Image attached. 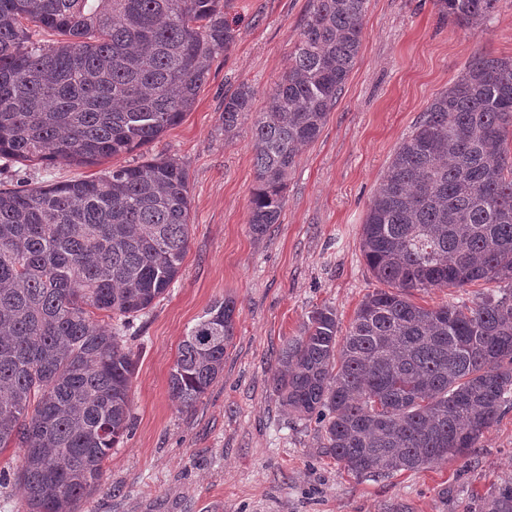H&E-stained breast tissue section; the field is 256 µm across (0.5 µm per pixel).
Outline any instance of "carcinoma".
I'll use <instances>...</instances> for the list:
<instances>
[{
  "mask_svg": "<svg viewBox=\"0 0 512 512\" xmlns=\"http://www.w3.org/2000/svg\"><path fill=\"white\" fill-rule=\"evenodd\" d=\"M288 68L255 113V239L280 223L288 172L325 125L359 53L368 0H310ZM497 0H438L477 30ZM39 30L61 36L54 46ZM234 43L222 0H0V158L93 165L149 146L194 105ZM253 91L224 96V134ZM188 172L152 157L94 179L0 189V449L22 451L30 512H77L129 432L137 361L123 343L178 277ZM362 253L384 288L343 336L314 309L277 358L274 391L356 475L464 456L512 406V58L479 54L427 106L373 197ZM493 283L472 306L414 291ZM235 305L186 332L172 396L193 407L224 371ZM484 512H512V485Z\"/></svg>",
  "mask_w": 512,
  "mask_h": 512,
  "instance_id": "obj_1",
  "label": "carcinoma"
}]
</instances>
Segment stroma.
<instances>
[{"instance_id":"1","label":"stroma","mask_w":512,"mask_h":512,"mask_svg":"<svg viewBox=\"0 0 512 512\" xmlns=\"http://www.w3.org/2000/svg\"><path fill=\"white\" fill-rule=\"evenodd\" d=\"M308 10L309 0H227L232 47L214 59L182 122L149 147L188 171L189 248L177 280L126 332L137 359L133 430L80 512H481L496 487L512 484V408L466 457L368 477L322 454L316 425L288 416L273 389L280 349L313 309L334 308L345 329L379 288L361 235L388 163L477 54L512 57V0H498L477 31L443 17L435 0H368L343 91L288 175L279 223L258 241L248 224L250 127L225 136L224 96L248 83L254 111H263ZM140 161L135 151L90 166H0V188L95 177ZM226 297L236 304V329L224 371L194 407H182L169 389L178 347ZM21 456L0 451V512H29L17 481Z\"/></svg>"}]
</instances>
